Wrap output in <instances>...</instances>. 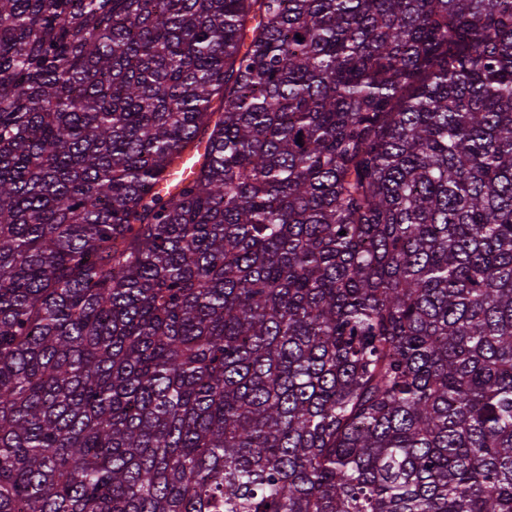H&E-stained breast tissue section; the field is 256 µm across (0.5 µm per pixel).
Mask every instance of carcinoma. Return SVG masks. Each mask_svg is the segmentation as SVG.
<instances>
[{
    "mask_svg": "<svg viewBox=\"0 0 512 512\" xmlns=\"http://www.w3.org/2000/svg\"><path fill=\"white\" fill-rule=\"evenodd\" d=\"M0 512H512V0H0Z\"/></svg>",
    "mask_w": 512,
    "mask_h": 512,
    "instance_id": "obj_1",
    "label": "carcinoma"
}]
</instances>
